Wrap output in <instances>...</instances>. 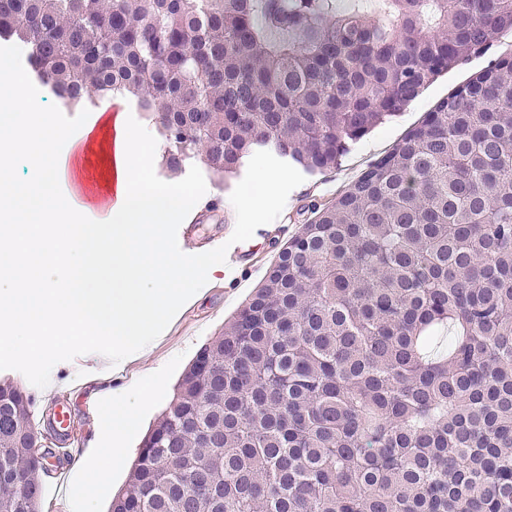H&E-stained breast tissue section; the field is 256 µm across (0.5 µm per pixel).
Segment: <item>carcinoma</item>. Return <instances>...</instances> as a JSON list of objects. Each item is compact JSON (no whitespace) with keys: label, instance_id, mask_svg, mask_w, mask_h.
<instances>
[{"label":"carcinoma","instance_id":"obj_1","mask_svg":"<svg viewBox=\"0 0 512 512\" xmlns=\"http://www.w3.org/2000/svg\"><path fill=\"white\" fill-rule=\"evenodd\" d=\"M504 30L512 0H0L64 105L127 93L169 171L200 155L221 177L254 152L336 168ZM275 251L111 512H512V57ZM30 405L0 383V512H39Z\"/></svg>","mask_w":512,"mask_h":512}]
</instances>
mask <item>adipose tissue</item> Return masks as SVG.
I'll list each match as a JSON object with an SVG mask.
<instances>
[{
	"mask_svg": "<svg viewBox=\"0 0 512 512\" xmlns=\"http://www.w3.org/2000/svg\"><path fill=\"white\" fill-rule=\"evenodd\" d=\"M65 141L64 156L53 154ZM109 166L98 188L112 196L95 221L76 215V193L65 182H90L89 163ZM25 159L28 176L10 170ZM140 137L118 119L75 135L47 111H31L26 87L0 57V325L29 348L49 340L112 341V364L144 354L155 340L154 319L196 283L160 236L196 198L146 182Z\"/></svg>",
	"mask_w": 512,
	"mask_h": 512,
	"instance_id": "obj_1",
	"label": "adipose tissue"
}]
</instances>
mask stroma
<instances>
[{"instance_id":"obj_1","label":"stroma","mask_w":512,"mask_h":512,"mask_svg":"<svg viewBox=\"0 0 512 512\" xmlns=\"http://www.w3.org/2000/svg\"><path fill=\"white\" fill-rule=\"evenodd\" d=\"M486 58L459 62L439 76L403 111L374 128L351 144L336 169L307 175L292 168L277 167L261 154L254 155L240 175L218 178L201 159L187 160L182 171L169 173L162 165L164 143L155 127L135 112L125 98L110 96L96 105L62 109L48 90L36 81L25 55H15L13 68L26 84L30 97L43 109L52 110L61 125L79 133L95 124L99 113L121 111L129 133L147 134L155 146L148 161V177L157 185H174L198 195L201 204L217 201L218 217L200 226L202 234H213L216 228L231 229L246 236L255 225L280 224L284 230L276 236L284 242L291 238L310 217L311 205L328 202L355 180L378 156L392 148L408 130L416 126L427 112L448 97L459 85L479 72ZM271 180L272 187L263 207L240 210L236 202L244 193ZM274 256L272 247H264L257 256V266L241 282H234L224 270V249L214 246L203 253L186 258L201 286L198 296L180 303L172 317L159 329L158 343L147 356L131 359L120 368L111 360L97 357L96 352L81 344L50 343L33 351L22 340H14L10 349L0 351V381H12L24 387L32 399L31 414L35 425H42L52 408L53 397L65 399L70 407L76 437L67 448L65 479L58 488L44 487L41 512H79L80 500L88 486L84 475L95 461L99 448L112 444L108 427L95 428L84 419L87 402L96 400L111 406L112 392L123 389L134 393L148 389L153 397L140 405L138 434L128 438L131 452H138L144 432L152 426L173 397L175 386L198 349L223 330L237 309L263 280Z\"/></svg>"}]
</instances>
